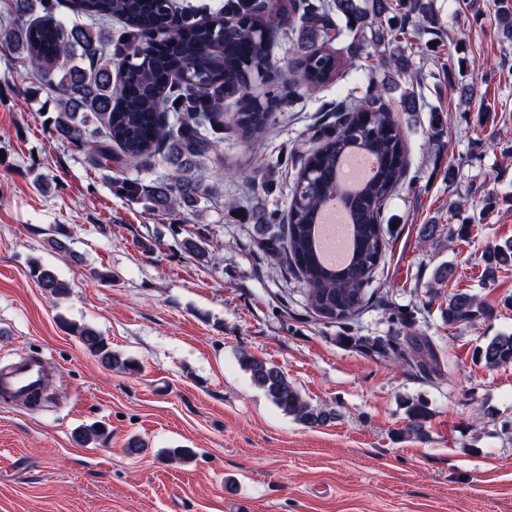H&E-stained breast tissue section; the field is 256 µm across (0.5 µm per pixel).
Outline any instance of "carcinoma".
<instances>
[{"instance_id":"1","label":"carcinoma","mask_w":512,"mask_h":512,"mask_svg":"<svg viewBox=\"0 0 512 512\" xmlns=\"http://www.w3.org/2000/svg\"><path fill=\"white\" fill-rule=\"evenodd\" d=\"M75 12L92 21L86 26L61 18L49 0H8L10 20L0 28V48L12 54L39 83L58 93V109L52 133L57 139L86 150L87 162L97 168L112 161L137 169L152 167L161 156L169 165L167 179L146 184L121 179L119 189L130 200L146 197L162 212L192 210L204 189L193 177L202 160L214 151V137L224 132L222 102L239 96L236 127L244 135L266 132L271 120V101L249 93L260 77L259 66L270 58L271 37L253 34L256 27L278 32L294 23L291 14L262 11L257 0H227L226 12L236 24L221 29L172 13L161 0H74ZM415 30L437 28L438 17L425 0H318L309 3L302 24L312 32H326L345 23L353 33L350 56L365 50V30L372 45L389 50L406 34L392 24L394 9ZM496 37L512 40V0H496ZM122 25L119 38L127 41L121 54L107 53L117 43L112 22ZM156 27L170 32L168 41L155 46L148 56L135 52L143 36ZM339 67L334 53L309 49L299 59L288 88L319 86ZM386 90L370 84L360 100L336 103L324 122L320 143L303 162L294 183L285 223L279 233L259 241V247L279 267L302 278L314 313L328 323L349 324L372 299V277L385 255L382 210L404 180L406 148L402 133L386 101ZM179 114L170 123L165 111ZM376 155L379 166L373 179L358 192L341 194L336 177L340 159L355 145ZM343 196L354 228V248L348 262L329 267L319 257L315 227L326 200ZM485 272L493 274L512 267V240L488 250ZM29 273L46 292L59 295L66 285L49 269L34 262ZM487 309L466 291L448 296L443 314L448 325L470 322ZM84 348L102 364L124 372L135 371L132 361L122 359L96 330L73 325ZM344 340L363 349L410 359L420 369L433 359V347L425 336H404L394 341L365 336ZM478 361L489 368L512 363V333L492 337L476 349ZM239 362L255 386L264 390L283 412L305 426H321L331 419L312 404L274 364L242 352ZM405 433L419 437L429 416L421 398L404 401ZM85 443L104 444L109 433L94 423L82 430Z\"/></svg>"}]
</instances>
